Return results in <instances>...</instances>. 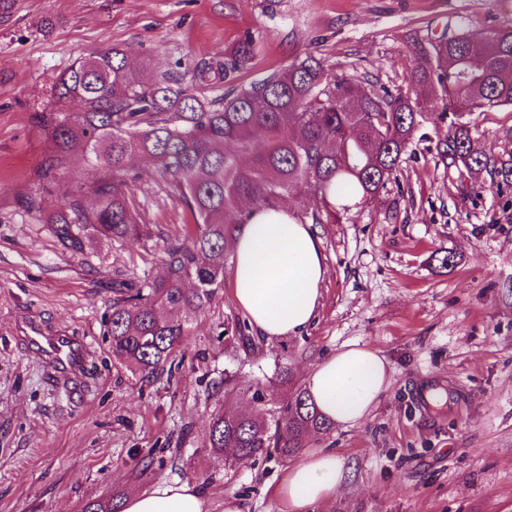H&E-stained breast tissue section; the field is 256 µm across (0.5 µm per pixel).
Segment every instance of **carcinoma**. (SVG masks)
I'll return each instance as SVG.
<instances>
[{
    "instance_id": "obj_1",
    "label": "carcinoma",
    "mask_w": 512,
    "mask_h": 512,
    "mask_svg": "<svg viewBox=\"0 0 512 512\" xmlns=\"http://www.w3.org/2000/svg\"><path fill=\"white\" fill-rule=\"evenodd\" d=\"M251 52L245 40L222 57L194 60L186 82L169 69L140 75L129 69L124 49L103 46L59 75L51 103L36 113L51 143L44 174L66 170L76 152L100 171L90 182L70 175L61 205L46 217L65 250L81 254L96 238L141 235L126 186L150 173H129L134 156L170 176L195 217L194 233L168 247L162 277L112 282V355L143 380L163 370L183 343L174 312L201 308L224 284L228 248L247 218L244 203L273 207L301 189L321 200L313 223H333L350 205L331 203V186L362 202L375 199L420 119L437 104L448 117L449 165L459 171L488 164L463 113L512 106V30H491L479 46L461 32L439 37L419 49L427 67L412 76L413 87L395 94L366 91L312 56L248 87L232 85ZM211 87L222 94L200 93ZM86 194L95 198L90 209ZM186 279L195 287L184 288ZM334 428L297 389L271 419L261 409L214 416L207 440L248 464L273 451L294 455ZM82 512H121V504L90 499Z\"/></svg>"
}]
</instances>
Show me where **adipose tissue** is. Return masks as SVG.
<instances>
[{
  "label": "adipose tissue",
  "mask_w": 512,
  "mask_h": 512,
  "mask_svg": "<svg viewBox=\"0 0 512 512\" xmlns=\"http://www.w3.org/2000/svg\"><path fill=\"white\" fill-rule=\"evenodd\" d=\"M232 285L237 304L261 335L301 334L314 320L327 268L319 232L286 205L255 211L233 244ZM307 392L335 425L363 423L385 397L389 363L379 351L350 344L327 355L306 376ZM350 468L332 448H320L291 464L277 489L278 512H316L348 482ZM123 512H205L189 483L134 492Z\"/></svg>",
  "instance_id": "1"
}]
</instances>
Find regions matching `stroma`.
I'll use <instances>...</instances> for the list:
<instances>
[{
	"label": "stroma",
	"instance_id": "1",
	"mask_svg": "<svg viewBox=\"0 0 512 512\" xmlns=\"http://www.w3.org/2000/svg\"><path fill=\"white\" fill-rule=\"evenodd\" d=\"M493 29L512 30V0H15L0 12V512H79L176 481L209 512L229 499L276 512L288 459L232 464L208 446L210 419L254 410L258 392L277 410L354 343L386 357L389 388L362 424L310 441L351 469L317 512H512V108L465 115L489 164L464 176L448 165L447 123L426 114L376 199L319 225L327 276L306 331L247 348L226 284L181 311L183 344L149 381L112 356V282L162 275L194 219L156 174L129 184L142 236L64 251L45 222L59 198L38 177L50 144L34 119L55 78L105 44L184 77L192 59L248 39L240 85L312 54L395 92L426 64L417 47ZM27 318L88 337L77 395L21 341Z\"/></svg>",
	"mask_w": 512,
	"mask_h": 512
}]
</instances>
